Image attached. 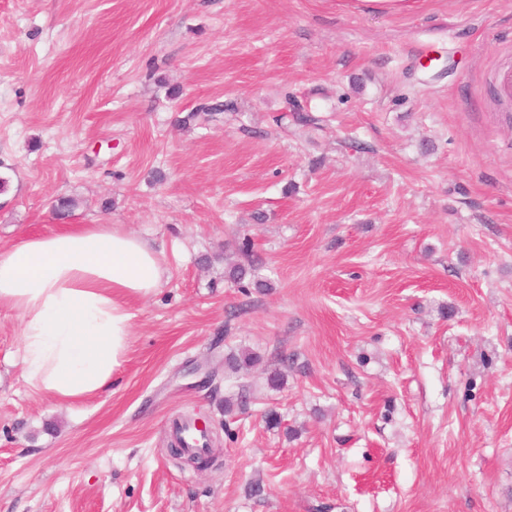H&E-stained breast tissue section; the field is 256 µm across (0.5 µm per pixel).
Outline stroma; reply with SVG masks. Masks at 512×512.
<instances>
[{
	"label": "stroma",
	"instance_id": "1",
	"mask_svg": "<svg viewBox=\"0 0 512 512\" xmlns=\"http://www.w3.org/2000/svg\"><path fill=\"white\" fill-rule=\"evenodd\" d=\"M505 64L512 0H0V244L117 224L166 267L76 403L0 309V512H512ZM180 416L209 469L167 456Z\"/></svg>",
	"mask_w": 512,
	"mask_h": 512
}]
</instances>
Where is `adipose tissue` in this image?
I'll use <instances>...</instances> for the list:
<instances>
[{"mask_svg": "<svg viewBox=\"0 0 512 512\" xmlns=\"http://www.w3.org/2000/svg\"><path fill=\"white\" fill-rule=\"evenodd\" d=\"M164 274L160 251L116 224L0 245V308L21 318L26 381L59 402L106 390L127 355L129 305Z\"/></svg>", "mask_w": 512, "mask_h": 512, "instance_id": "1", "label": "adipose tissue"}]
</instances>
